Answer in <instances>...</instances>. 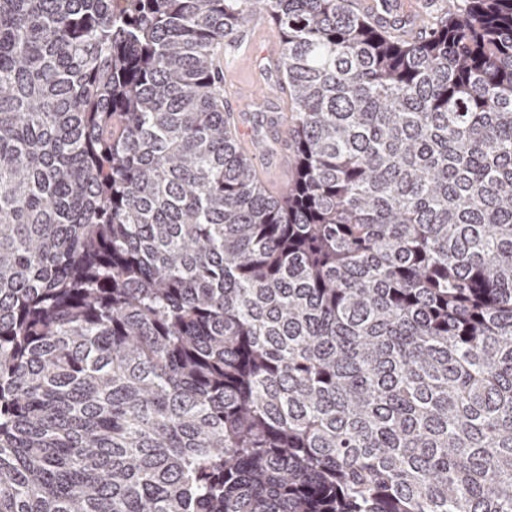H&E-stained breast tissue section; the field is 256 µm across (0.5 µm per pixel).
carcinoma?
Here are the masks:
<instances>
[{
    "mask_svg": "<svg viewBox=\"0 0 512 512\" xmlns=\"http://www.w3.org/2000/svg\"><path fill=\"white\" fill-rule=\"evenodd\" d=\"M266 15L295 173L214 51ZM0 0V512H512V0ZM393 2H401L402 6L390 16L396 17L403 23L407 18H414L416 14H423L425 10L435 9L446 4L445 0H388L386 3L391 8ZM286 154H287V163L285 165V172H282L277 167L272 165L270 163V159L275 157L277 154H269L264 152L266 155H261L260 160L253 159V162L255 164V167L263 168L266 179L269 183H273L275 185H278L279 188H282L283 184L286 182L287 177L288 179L291 178V175L294 171V164H293V155H292V142L289 139L288 135V146L286 147Z\"/></svg>",
    "mask_w": 512,
    "mask_h": 512,
    "instance_id": "cac0c4a2",
    "label": "carcinoma"
}]
</instances>
